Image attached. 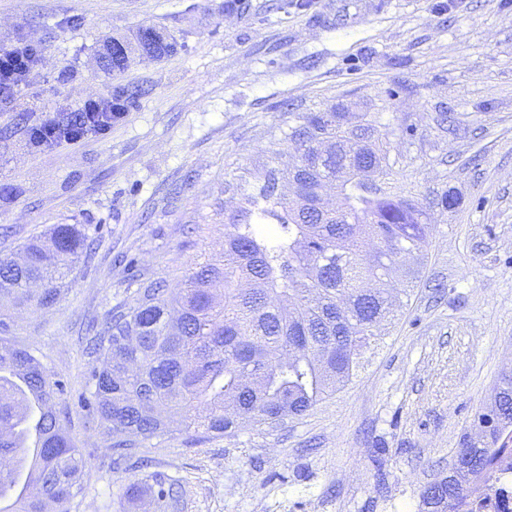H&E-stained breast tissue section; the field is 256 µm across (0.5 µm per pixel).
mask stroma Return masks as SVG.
Masks as SVG:
<instances>
[{
  "mask_svg": "<svg viewBox=\"0 0 512 512\" xmlns=\"http://www.w3.org/2000/svg\"><path fill=\"white\" fill-rule=\"evenodd\" d=\"M0 0V48L41 62L0 104V255L53 225L92 250L48 308L0 299V339L64 385L55 399L84 461L69 512H154L126 486L148 475L181 491L167 512H418L447 476L503 373L512 371V0ZM153 26L181 43L120 78L97 58L108 37ZM141 88L104 134L42 150L31 127L116 84ZM374 116L389 192L426 209L435 232L421 280L384 323L350 383L300 416L234 435L176 430L114 470L81 404L96 361L87 328L139 288H179L224 248L228 183L285 162L297 113ZM453 194L454 208L440 198Z\"/></svg>",
  "mask_w": 512,
  "mask_h": 512,
  "instance_id": "obj_1",
  "label": "stroma"
}]
</instances>
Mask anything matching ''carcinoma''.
Here are the masks:
<instances>
[{
    "label": "carcinoma",
    "mask_w": 512,
    "mask_h": 512,
    "mask_svg": "<svg viewBox=\"0 0 512 512\" xmlns=\"http://www.w3.org/2000/svg\"><path fill=\"white\" fill-rule=\"evenodd\" d=\"M148 60L176 54L179 43L148 26L136 46L118 39L101 53V69L122 73L132 51ZM138 90L113 89L124 111ZM59 121L85 131L81 112ZM365 117L348 122L333 109L302 112L284 133L294 150L273 168L225 190L239 196L224 220V252L198 263L173 293L160 282L139 289L134 305L112 315L89 338L99 365L91 371L96 414L114 463L154 438L185 428L233 434L246 423L273 425L305 413L362 365L378 326L421 279L434 225L412 198L379 188L390 175L387 148ZM336 183L340 205L321 203ZM86 249L74 224H58L49 244L31 241L19 263L0 256V295L40 307L56 303L70 265ZM47 287L31 293L29 284ZM63 391L28 352L0 341V496L16 485L15 463L27 452L31 406L40 443L25 487L7 512H67L81 490L84 460L53 408ZM480 434L465 436L442 485L421 493L447 512L486 509L480 482L512 456V375L478 416ZM126 494L148 496L157 512L174 500L161 481H139Z\"/></svg>",
    "instance_id": "cac0c4a2"
}]
</instances>
